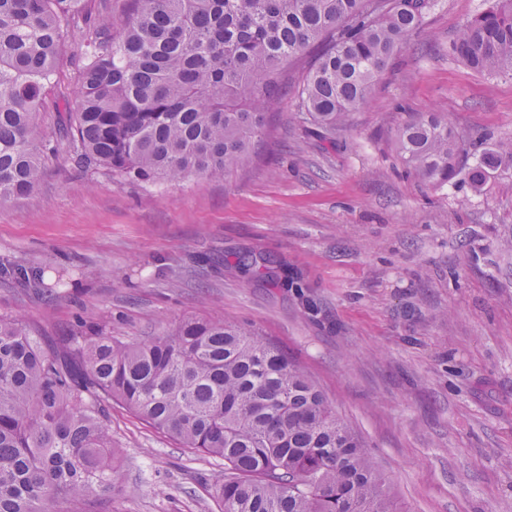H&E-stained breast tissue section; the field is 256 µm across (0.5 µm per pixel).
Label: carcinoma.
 <instances>
[{"instance_id":"1","label":"carcinoma","mask_w":512,"mask_h":512,"mask_svg":"<svg viewBox=\"0 0 512 512\" xmlns=\"http://www.w3.org/2000/svg\"><path fill=\"white\" fill-rule=\"evenodd\" d=\"M86 0H0V203L38 185L55 155L41 130L67 27ZM85 17L69 147L120 181L220 179L250 158L278 76L320 52L296 110L327 132L365 106L432 0H120ZM451 53L512 77V0L464 21ZM403 163L425 183L477 190L512 176V141L474 163L443 112L398 127ZM234 268L305 297L252 251ZM115 401L184 448L224 460L222 512H396L361 436L308 371L256 329L191 317L124 344L109 336L42 342L0 317V512H85L121 483L103 403Z\"/></svg>"}]
</instances>
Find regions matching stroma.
<instances>
[{"label": "stroma", "instance_id": "35a3bbf8", "mask_svg": "<svg viewBox=\"0 0 512 512\" xmlns=\"http://www.w3.org/2000/svg\"><path fill=\"white\" fill-rule=\"evenodd\" d=\"M489 0H434L370 101L328 135L296 111L307 63L265 115L250 161L221 179L145 185L80 165L65 113L83 27L69 28L39 121L60 150L35 190L0 203V316L46 342L82 331L134 343L187 317L253 325L295 356L364 438L397 512H512V179L474 192L425 184L396 130L446 113L468 149L512 140V79L449 56ZM253 251L299 273L318 308L227 269ZM119 490L93 512H220L222 460L113 402Z\"/></svg>", "mask_w": 512, "mask_h": 512}]
</instances>
